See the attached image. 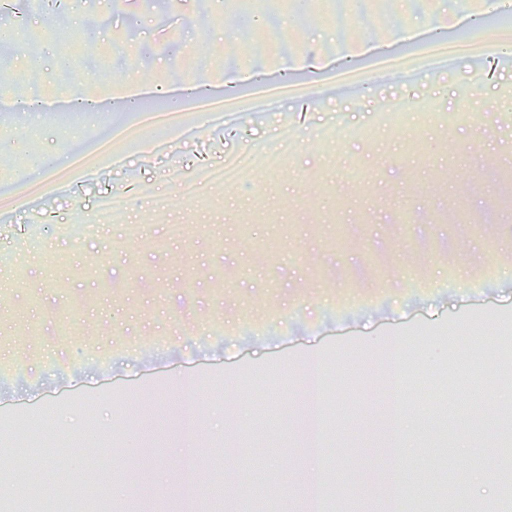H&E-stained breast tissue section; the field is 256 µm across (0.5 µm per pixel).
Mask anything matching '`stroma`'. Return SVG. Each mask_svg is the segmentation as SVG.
Returning <instances> with one entry per match:
<instances>
[{
	"label": "stroma",
	"mask_w": 512,
	"mask_h": 512,
	"mask_svg": "<svg viewBox=\"0 0 512 512\" xmlns=\"http://www.w3.org/2000/svg\"><path fill=\"white\" fill-rule=\"evenodd\" d=\"M276 26H239L213 0H107L60 28L52 0H16L25 47L42 60L36 82L20 53L0 56V93L31 85L99 99L93 115L64 106L39 113L36 132L0 157V187L19 186L36 160L73 158L69 192L34 189L22 211L0 201V469L18 480L90 486L102 512H138L135 488L149 471L158 500L172 490L181 447L141 457L140 411L174 418L183 379L197 378L200 468L195 492L213 486L241 512H303L314 474L292 404L300 380L287 364L324 349L323 465L330 512H386V471L399 474L404 505L418 482L458 480L454 512L499 497L495 434L512 347V203L494 173L512 168V57L485 32L462 45L400 61L408 71L444 54L457 59L429 84L368 72L334 78L309 97L283 86L280 63L294 54L333 59L341 46L378 42L401 27L443 17L449 34L471 12L492 8L512 29V0H260ZM243 75L262 73L270 97L252 109L227 102L220 124L168 140L176 113L149 131L154 147L114 165L99 157L86 174L77 156L103 144L122 115L115 79L140 73L159 83L221 75L222 51ZM483 103L470 100L473 85ZM498 113L484 125L483 113ZM288 133L278 165L239 181L179 187L190 172L237 166L270 154L272 129ZM125 198L124 219L102 223L101 197ZM167 198L162 209L144 196ZM410 335L399 402L414 427L402 457L383 451V393L368 368L384 337ZM278 399L265 401L268 388ZM447 432L463 465L443 464L431 432ZM47 448L23 456L11 437Z\"/></svg>",
	"instance_id": "stroma-1"
}]
</instances>
